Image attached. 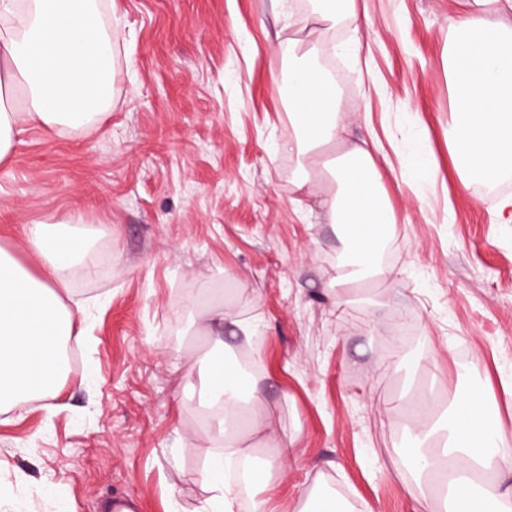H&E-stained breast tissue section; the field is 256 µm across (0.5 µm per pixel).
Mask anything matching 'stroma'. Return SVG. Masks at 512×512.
Segmentation results:
<instances>
[{
    "mask_svg": "<svg viewBox=\"0 0 512 512\" xmlns=\"http://www.w3.org/2000/svg\"><path fill=\"white\" fill-rule=\"evenodd\" d=\"M333 33L360 59L321 54L336 77L345 144L374 138L397 222L383 276L335 288L344 246L321 197L299 194L280 76L289 27L279 0H115L112 108L96 128H27L0 165V245L39 267L24 224L82 217L89 273L62 297L89 313L56 396L0 413V512H200L209 452L188 374L215 357L205 303L255 319L267 409L292 441L274 512L307 491L351 512H414L400 361L416 389L474 392L512 440V224L503 191L462 186L448 152L443 55L456 0H361ZM427 172L413 171L419 155Z\"/></svg>",
    "mask_w": 512,
    "mask_h": 512,
    "instance_id": "obj_1",
    "label": "stroma"
}]
</instances>
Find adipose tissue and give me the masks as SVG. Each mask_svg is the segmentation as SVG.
<instances>
[{"instance_id": "1", "label": "adipose tissue", "mask_w": 512, "mask_h": 512, "mask_svg": "<svg viewBox=\"0 0 512 512\" xmlns=\"http://www.w3.org/2000/svg\"><path fill=\"white\" fill-rule=\"evenodd\" d=\"M444 65L448 73V151L461 179L487 184L512 173V0H458ZM101 0H0V163L9 161L26 127L56 132L95 123L109 105L116 39L102 22ZM311 46L288 69V144L303 155L297 189H311L319 171L336 186L323 206L346 246L340 283L383 275L380 254L396 222L375 163L374 143L320 166L323 150L343 141L344 116L333 76ZM21 106H14L15 93ZM24 243L40 260L31 274L0 247V411L20 398L54 396L64 374L61 348L77 333L76 310L61 300L86 243L54 224H27ZM264 376L234 358L210 360L201 379L212 451L202 473L211 496L202 512H234L239 488L226 477L243 456L245 432L263 433L272 453L267 469L248 483L262 490L253 512H269L271 468L285 467L290 450L271 416L252 408L264 397ZM406 464L418 479H456L450 512H512V443L489 421L483 396L455 407L442 429L422 406L411 414Z\"/></svg>"}]
</instances>
